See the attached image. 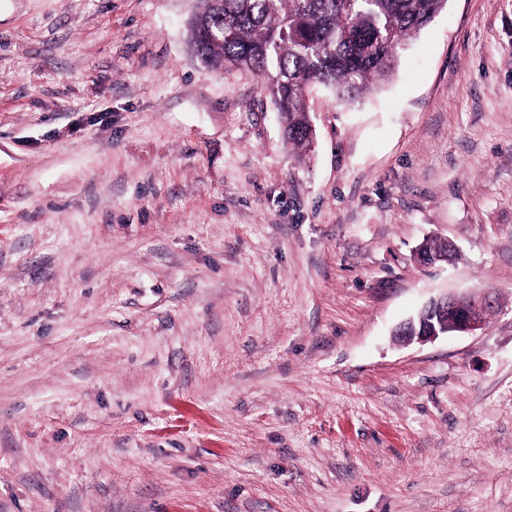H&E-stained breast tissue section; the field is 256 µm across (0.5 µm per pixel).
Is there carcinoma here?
Listing matches in <instances>:
<instances>
[{"mask_svg":"<svg viewBox=\"0 0 512 512\" xmlns=\"http://www.w3.org/2000/svg\"><path fill=\"white\" fill-rule=\"evenodd\" d=\"M447 0H197L187 23L193 55L214 70L261 78L280 115L284 143L311 150L306 89L319 84L350 104L392 75L407 40Z\"/></svg>","mask_w":512,"mask_h":512,"instance_id":"carcinoma-1","label":"carcinoma"}]
</instances>
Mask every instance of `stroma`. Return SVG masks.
<instances>
[{
    "label": "stroma",
    "mask_w": 512,
    "mask_h": 512,
    "mask_svg": "<svg viewBox=\"0 0 512 512\" xmlns=\"http://www.w3.org/2000/svg\"><path fill=\"white\" fill-rule=\"evenodd\" d=\"M195 6L0 0V512H512V0L310 87L300 159ZM493 303L489 293L458 297L448 294L437 300L430 301L419 312V330L417 336H405L409 341L429 342L439 336L450 333H473L484 325V320L479 314V308ZM448 311L453 314L450 324L434 323L431 318L448 316Z\"/></svg>",
    "instance_id": "obj_1"
}]
</instances>
